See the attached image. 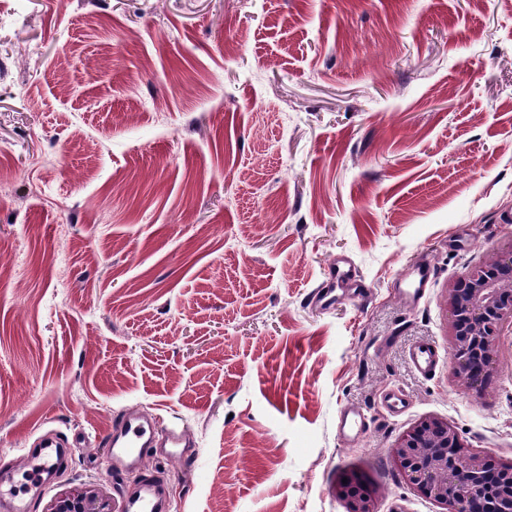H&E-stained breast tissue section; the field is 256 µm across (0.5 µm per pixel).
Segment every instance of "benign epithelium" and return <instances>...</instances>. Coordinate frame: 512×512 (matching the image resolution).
Masks as SVG:
<instances>
[{
  "mask_svg": "<svg viewBox=\"0 0 512 512\" xmlns=\"http://www.w3.org/2000/svg\"><path fill=\"white\" fill-rule=\"evenodd\" d=\"M452 374L469 388L493 377L500 328L512 324V242L448 284ZM395 463L428 498L446 512H512V465L467 449L457 428L438 415H425L404 430L392 447ZM336 497L345 512H378V489L356 470L338 479ZM46 512H112L110 500L94 485L55 496Z\"/></svg>",
  "mask_w": 512,
  "mask_h": 512,
  "instance_id": "benign-epithelium-1",
  "label": "benign epithelium"
}]
</instances>
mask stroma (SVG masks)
<instances>
[{"label":"stroma","instance_id":"stroma-1","mask_svg":"<svg viewBox=\"0 0 512 512\" xmlns=\"http://www.w3.org/2000/svg\"><path fill=\"white\" fill-rule=\"evenodd\" d=\"M510 242L512 0H0V465L71 445L31 512L84 483L123 512L128 412L186 432L144 460L171 512H345L349 470L443 512L391 448L435 414L512 464V326L471 391L444 306ZM339 256L367 291L316 307ZM434 276L435 268L429 262L416 265L400 280L402 287L398 291L410 303L415 304L422 298L426 286ZM409 358L418 373L427 374L437 367L440 356L432 344L421 341L410 347Z\"/></svg>","mask_w":512,"mask_h":512}]
</instances>
